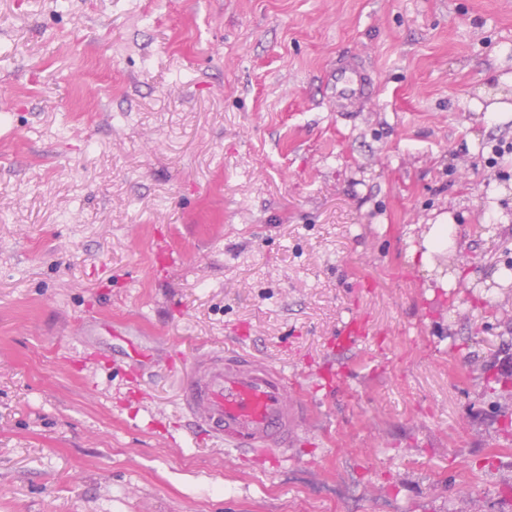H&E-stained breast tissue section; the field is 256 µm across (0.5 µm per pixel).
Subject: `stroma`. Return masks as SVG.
Masks as SVG:
<instances>
[{
    "mask_svg": "<svg viewBox=\"0 0 512 512\" xmlns=\"http://www.w3.org/2000/svg\"><path fill=\"white\" fill-rule=\"evenodd\" d=\"M509 106L512 0H0V512H512ZM224 348L312 394L287 462L186 422ZM330 84L329 102L336 112H353L373 96L375 89L372 77L355 61L336 66L330 75ZM451 221L453 219L447 214L438 217L435 224H429V230L423 236L421 246L410 249L409 261L419 262L421 265L431 268L432 254L438 251V243L446 241V246L448 245V226Z\"/></svg>",
    "mask_w": 512,
    "mask_h": 512,
    "instance_id": "stroma-1",
    "label": "stroma"
}]
</instances>
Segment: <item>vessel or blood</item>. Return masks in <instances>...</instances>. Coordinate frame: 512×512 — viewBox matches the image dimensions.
Listing matches in <instances>:
<instances>
[{
	"instance_id": "1",
	"label": "vessel or blood",
	"mask_w": 512,
	"mask_h": 512,
	"mask_svg": "<svg viewBox=\"0 0 512 512\" xmlns=\"http://www.w3.org/2000/svg\"><path fill=\"white\" fill-rule=\"evenodd\" d=\"M330 84V103L338 112L354 111L375 89L354 61L336 67ZM181 399L195 427L238 453L276 464L287 460L310 415L307 396L292 391L284 368L235 350L195 358L182 376Z\"/></svg>"
}]
</instances>
